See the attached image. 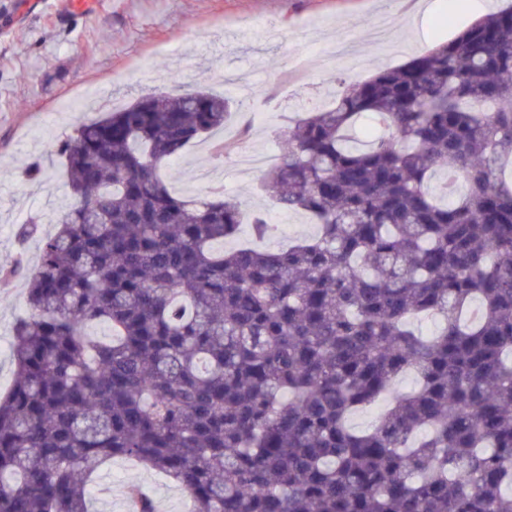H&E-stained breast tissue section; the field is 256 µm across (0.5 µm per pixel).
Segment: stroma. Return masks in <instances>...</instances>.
Returning <instances> with one entry per match:
<instances>
[{
	"mask_svg": "<svg viewBox=\"0 0 512 512\" xmlns=\"http://www.w3.org/2000/svg\"><path fill=\"white\" fill-rule=\"evenodd\" d=\"M93 0L72 15L67 0H0V266L14 260L15 234L27 220L46 222L68 189L56 144L77 118L98 106L133 102L176 83L232 95L222 76L252 95L212 142L232 151L272 150L284 120L332 104L336 75L360 79L404 64L423 47L448 42L475 19L458 0ZM273 19L266 29L265 19ZM250 136L240 140L241 127ZM44 168L42 182L22 177ZM212 154L195 144L166 168L171 189L197 196L211 187L200 171ZM23 281L0 284V392L12 380L11 332L26 314ZM101 512H126L124 491L139 484L158 512H184L186 498L167 480L127 460L104 475Z\"/></svg>",
	"mask_w": 512,
	"mask_h": 512,
	"instance_id": "1",
	"label": "stroma"
}]
</instances>
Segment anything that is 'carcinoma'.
<instances>
[{"label":"carcinoma","instance_id":"carcinoma-1","mask_svg":"<svg viewBox=\"0 0 512 512\" xmlns=\"http://www.w3.org/2000/svg\"><path fill=\"white\" fill-rule=\"evenodd\" d=\"M339 84L261 175L273 207L316 225L286 249H224L238 200L181 197L162 173L224 127V95L148 93L59 142L79 207L50 234L21 225L36 268L0 270L28 306L0 396V512H91L118 458L189 512H512V4ZM249 223L277 229L265 206ZM388 395L376 425H349ZM126 500L157 512L138 484Z\"/></svg>","mask_w":512,"mask_h":512}]
</instances>
